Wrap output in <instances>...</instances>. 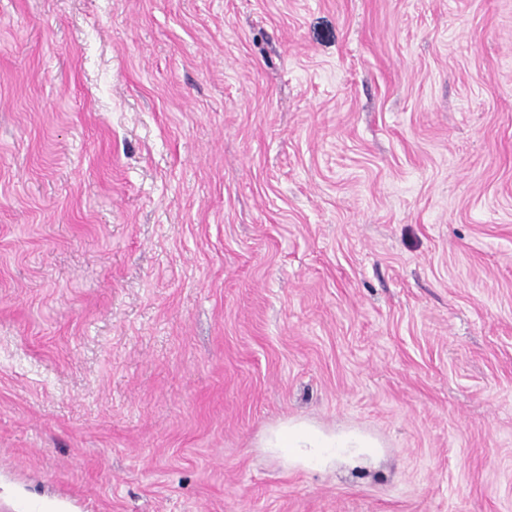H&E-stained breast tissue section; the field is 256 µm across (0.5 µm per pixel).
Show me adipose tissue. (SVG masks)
<instances>
[{
	"label": "adipose tissue",
	"mask_w": 512,
	"mask_h": 512,
	"mask_svg": "<svg viewBox=\"0 0 512 512\" xmlns=\"http://www.w3.org/2000/svg\"><path fill=\"white\" fill-rule=\"evenodd\" d=\"M265 445L284 460L320 466L334 461L350 448L361 455L372 454L375 443L356 433L336 436L308 423L289 422L272 430Z\"/></svg>",
	"instance_id": "obj_1"
}]
</instances>
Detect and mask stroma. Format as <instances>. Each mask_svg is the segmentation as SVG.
Segmentation results:
<instances>
[{
  "label": "stroma",
  "mask_w": 512,
  "mask_h": 512,
  "mask_svg": "<svg viewBox=\"0 0 512 512\" xmlns=\"http://www.w3.org/2000/svg\"><path fill=\"white\" fill-rule=\"evenodd\" d=\"M0 512H512V0H0ZM264 446L287 462L312 466L335 461L347 452V448H358L356 453L360 455H371L373 448H377L373 440L357 433L336 436L304 422H289L272 430Z\"/></svg>",
  "instance_id": "35a3bbf8"
}]
</instances>
